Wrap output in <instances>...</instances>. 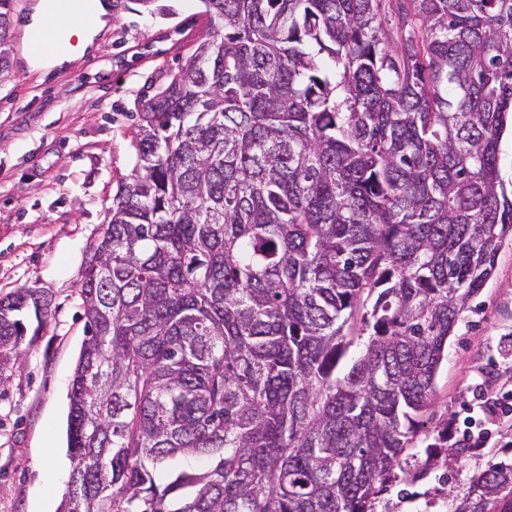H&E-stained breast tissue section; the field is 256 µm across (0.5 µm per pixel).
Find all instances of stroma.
<instances>
[{
  "label": "stroma",
  "instance_id": "1",
  "mask_svg": "<svg viewBox=\"0 0 512 512\" xmlns=\"http://www.w3.org/2000/svg\"><path fill=\"white\" fill-rule=\"evenodd\" d=\"M214 25L202 0H112L94 45L68 64L0 75V297L37 288L53 297L40 335L0 386V512H57L71 464L68 393L84 339L77 294L86 255L112 197L135 164L140 100L177 73ZM512 393V239L491 279L448 338L434 387V420L461 436L466 410ZM488 442L450 456L410 448L371 512H448L471 478L512 464V417L484 418Z\"/></svg>",
  "mask_w": 512,
  "mask_h": 512
}]
</instances>
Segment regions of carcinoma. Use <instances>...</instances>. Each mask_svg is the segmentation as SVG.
I'll list each match as a JSON object with an SVG mask.
<instances>
[{"mask_svg":"<svg viewBox=\"0 0 512 512\" xmlns=\"http://www.w3.org/2000/svg\"><path fill=\"white\" fill-rule=\"evenodd\" d=\"M204 3L81 273L60 512H369L512 238V0ZM51 315L0 298L1 385ZM451 512H512V465Z\"/></svg>","mask_w":512,"mask_h":512,"instance_id":"1","label":"carcinoma"}]
</instances>
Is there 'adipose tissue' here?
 <instances>
[{"label": "adipose tissue", "mask_w": 512, "mask_h": 512, "mask_svg": "<svg viewBox=\"0 0 512 512\" xmlns=\"http://www.w3.org/2000/svg\"><path fill=\"white\" fill-rule=\"evenodd\" d=\"M82 9L85 14L91 17V24L86 26L73 25L67 13H59V46L46 55H27L26 63L29 68L39 69L46 66L62 65L83 54L94 44L98 32L107 23L108 10L102 0H83Z\"/></svg>", "instance_id": "adipose-tissue-1"}]
</instances>
